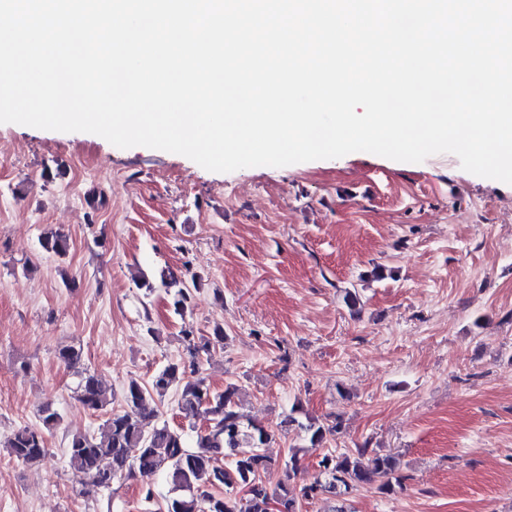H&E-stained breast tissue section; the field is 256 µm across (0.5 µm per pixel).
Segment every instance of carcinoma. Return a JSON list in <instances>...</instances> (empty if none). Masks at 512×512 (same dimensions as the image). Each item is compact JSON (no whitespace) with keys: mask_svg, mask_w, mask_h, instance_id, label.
I'll return each instance as SVG.
<instances>
[{"mask_svg":"<svg viewBox=\"0 0 512 512\" xmlns=\"http://www.w3.org/2000/svg\"><path fill=\"white\" fill-rule=\"evenodd\" d=\"M42 247L63 256L68 250L66 236L55 233L42 239ZM166 287L177 288L174 310L183 313L191 300V289L198 288L197 279L186 285L169 275ZM188 359L167 362L145 386L132 380L124 389L125 408L108 411L112 394L94 374H86L77 386L76 398L88 411L100 412L105 419L93 433L77 432L67 442L66 455L70 462L88 478V486L112 488V480L125 471L138 476L144 499L154 498L151 481L165 473L178 496L169 500L166 512H267L268 501L276 499L281 512H299L300 501L330 494L338 505L332 512H346L344 502L353 490L380 479L378 491L390 494L406 480L394 457L381 454L363 444L348 452L323 454L318 463L319 473L308 484L299 485L300 452L320 447L325 428L309 415L300 422L292 408L284 423L298 424L306 445L291 452L286 460H276L263 451L275 437V432L245 418L235 401L236 387L222 391L211 389L199 376L195 365L201 354L210 351L212 343L224 341L223 329H214L212 338L192 336L183 330ZM175 390L178 408L194 418H202L205 426L195 430V448L186 443L182 428L160 421L156 400ZM42 430L23 427L5 441V447L15 460L34 464L48 452L44 432L60 421L58 412L46 407L41 415ZM224 465H219L220 459ZM276 474L275 484L267 477Z\"/></svg>","mask_w":512,"mask_h":512,"instance_id":"cac0c4a2","label":"carcinoma"}]
</instances>
